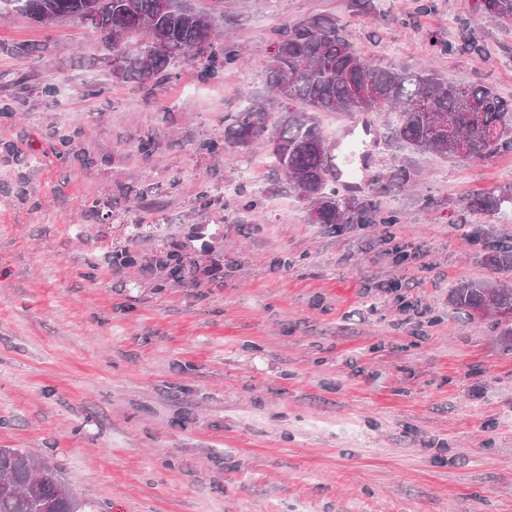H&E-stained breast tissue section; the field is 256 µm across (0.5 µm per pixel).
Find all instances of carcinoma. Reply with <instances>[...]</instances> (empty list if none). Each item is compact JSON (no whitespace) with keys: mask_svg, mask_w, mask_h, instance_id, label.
I'll return each mask as SVG.
<instances>
[{"mask_svg":"<svg viewBox=\"0 0 512 512\" xmlns=\"http://www.w3.org/2000/svg\"><path fill=\"white\" fill-rule=\"evenodd\" d=\"M59 12L70 18L87 10L81 20L112 34V51L120 62L115 79L139 85L166 80L179 59L207 57L204 79L216 77L237 65L240 54L216 51L214 20L196 10L184 13L180 0H56ZM481 11L497 19L512 15V0H485ZM146 33L149 41L138 51L127 49V39ZM444 51L459 49L481 56L483 43L471 36L461 42L441 43ZM268 88L287 99L252 100L238 112L224 116V142L213 140L209 149L250 144L266 135L270 157L293 190L305 197L311 224H323L341 233L348 224H396L398 216L381 215L377 194L341 197L336 187L332 145L319 124L321 112L350 111L357 96L365 100L361 112H394L393 137L420 152L454 155L453 138L466 140L471 159L488 160L512 152V101L501 97L485 82L450 83L435 71L414 72L383 65L358 52L344 25L332 15H312L278 27L269 55L262 61ZM426 103L427 112L415 106ZM492 129H506L509 137L490 146ZM412 172L401 167L390 175L381 191L410 182ZM464 209L487 217L512 211V184L477 194ZM466 240L480 262L494 273L512 272V236H490L478 230ZM112 264L140 266L159 276L182 281L192 274L181 255L162 250L140 256L128 249L112 252ZM448 304L473 315L485 308L494 328L512 336V288L487 280H471L448 290ZM87 503L47 462L22 448H0V512H83Z\"/></svg>","mask_w":512,"mask_h":512,"instance_id":"1","label":"carcinoma"}]
</instances>
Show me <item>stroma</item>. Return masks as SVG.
<instances>
[{
    "label": "stroma",
    "mask_w": 512,
    "mask_h": 512,
    "mask_svg": "<svg viewBox=\"0 0 512 512\" xmlns=\"http://www.w3.org/2000/svg\"><path fill=\"white\" fill-rule=\"evenodd\" d=\"M430 2L412 26L413 0H192L248 63L206 80L182 60L146 87L113 81L79 21L0 18V447L44 457L96 512H512V339L448 303L490 276L465 230L512 235L511 211L462 208L512 183V153H421L374 113L367 188L404 165L416 186L380 198L399 223L333 234L266 139L206 148L265 93L274 29L318 13L371 59L512 100V23ZM462 19L484 58L441 51ZM59 131L86 162L56 156ZM245 196L256 209L236 211ZM202 226L223 233L204 246ZM123 248L176 251L196 277L108 267Z\"/></svg>",
    "instance_id": "35a3bbf8"
}]
</instances>
